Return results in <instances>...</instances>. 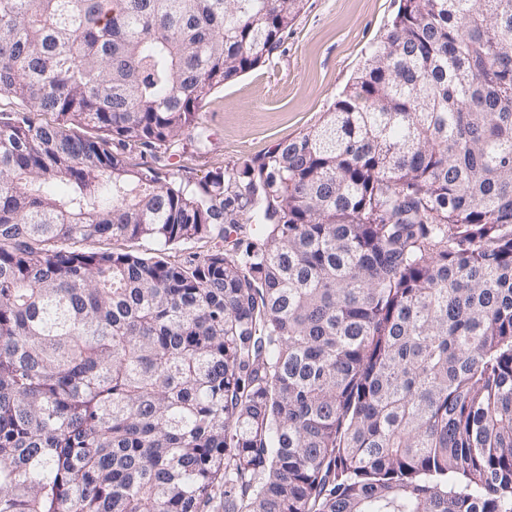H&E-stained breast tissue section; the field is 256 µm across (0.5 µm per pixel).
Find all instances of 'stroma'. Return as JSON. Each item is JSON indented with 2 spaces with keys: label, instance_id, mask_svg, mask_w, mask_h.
Listing matches in <instances>:
<instances>
[{
  "label": "stroma",
  "instance_id": "stroma-1",
  "mask_svg": "<svg viewBox=\"0 0 512 512\" xmlns=\"http://www.w3.org/2000/svg\"><path fill=\"white\" fill-rule=\"evenodd\" d=\"M399 0H307L270 62L214 92L200 109L209 135L181 137L174 163L198 181L230 174L278 143L318 127L373 46L387 32Z\"/></svg>",
  "mask_w": 512,
  "mask_h": 512
}]
</instances>
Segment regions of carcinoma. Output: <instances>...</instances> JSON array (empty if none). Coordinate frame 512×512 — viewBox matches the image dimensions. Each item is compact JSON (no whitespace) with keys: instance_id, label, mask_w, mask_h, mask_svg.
Wrapping results in <instances>:
<instances>
[{"instance_id":"1","label":"carcinoma","mask_w":512,"mask_h":512,"mask_svg":"<svg viewBox=\"0 0 512 512\" xmlns=\"http://www.w3.org/2000/svg\"><path fill=\"white\" fill-rule=\"evenodd\" d=\"M303 8L0 0V512H512V0H400L319 127L170 170Z\"/></svg>"}]
</instances>
